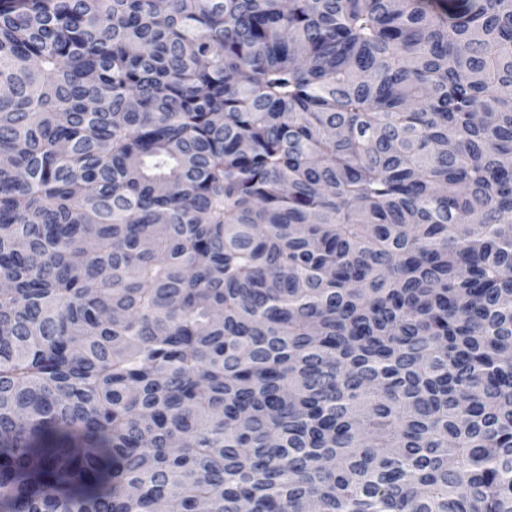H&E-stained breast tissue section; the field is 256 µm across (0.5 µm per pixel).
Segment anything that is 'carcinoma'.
<instances>
[{"instance_id": "1", "label": "carcinoma", "mask_w": 512, "mask_h": 512, "mask_svg": "<svg viewBox=\"0 0 512 512\" xmlns=\"http://www.w3.org/2000/svg\"><path fill=\"white\" fill-rule=\"evenodd\" d=\"M0 512H512V0H0Z\"/></svg>"}]
</instances>
